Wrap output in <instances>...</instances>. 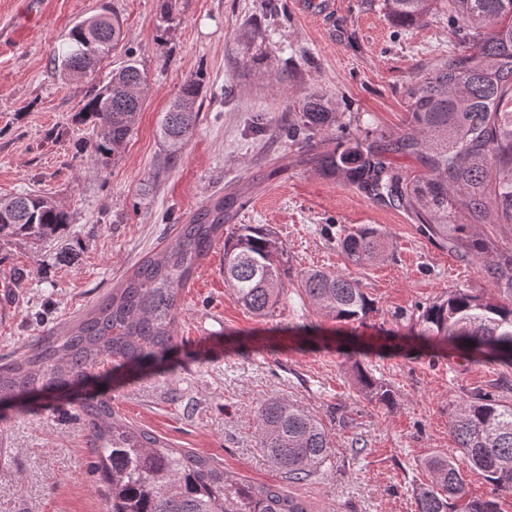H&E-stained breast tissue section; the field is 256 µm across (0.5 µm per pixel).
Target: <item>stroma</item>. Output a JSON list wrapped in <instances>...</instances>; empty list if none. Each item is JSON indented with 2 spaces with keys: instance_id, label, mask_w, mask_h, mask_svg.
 Wrapping results in <instances>:
<instances>
[{
  "instance_id": "obj_1",
  "label": "stroma",
  "mask_w": 512,
  "mask_h": 512,
  "mask_svg": "<svg viewBox=\"0 0 512 512\" xmlns=\"http://www.w3.org/2000/svg\"><path fill=\"white\" fill-rule=\"evenodd\" d=\"M329 19L299 0H0V197L34 193L69 213L61 242L13 238L0 248V363L31 352L97 306L146 256L170 241L214 194L237 192L239 224H267L288 250L289 280L270 316L254 317L224 282L216 242L180 293L174 369L112 392L132 425L223 466L230 477L286 486L312 512H415L413 488L434 453L453 456L450 412L467 395L500 394L512 369L453 352L373 356L375 377L395 403L361 391L333 349L298 348L285 327L316 323L327 336L407 332L412 317L459 288L494 295L479 265L419 230L414 214L367 198L303 161V148L275 132L316 92L338 121L331 135H395L407 127L402 88L447 55L448 17L396 25L383 0H335ZM108 8L123 39L96 75L70 80L50 55L80 20ZM135 56L147 78L138 123L105 169L90 161L96 130L84 106L93 88ZM203 78L196 129L177 158L159 136L163 113L193 74ZM376 224L390 235L383 261L350 265L325 226ZM318 268L357 279L373 303L363 324L318 314L298 288ZM24 270L17 281L15 270ZM270 397L320 419L331 452L312 475L287 484L257 448L254 411ZM81 419L40 401L0 411V512H104Z\"/></svg>"
}]
</instances>
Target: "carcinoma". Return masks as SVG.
Returning a JSON list of instances; mask_svg holds the SVG:
<instances>
[{
    "label": "carcinoma",
    "mask_w": 512,
    "mask_h": 512,
    "mask_svg": "<svg viewBox=\"0 0 512 512\" xmlns=\"http://www.w3.org/2000/svg\"><path fill=\"white\" fill-rule=\"evenodd\" d=\"M390 18L408 26L448 12V42L454 51L403 89L408 130L396 137L324 140L316 166L367 194L413 210L422 232L470 255L497 287L491 298L465 289L448 293L417 316L421 348L452 350L474 362L512 368V253L490 248L479 224H512V0H384ZM117 15L76 23L54 48V70L81 78L96 72L118 45ZM145 79L133 54L85 105L96 139L90 156L108 165L133 133ZM202 80L182 86L160 122V135L175 157L199 117ZM336 115L318 95L283 130L293 143L324 134ZM392 156L417 160L424 172L411 175ZM236 195L213 196L154 256L144 258L92 312L60 334L42 337L38 349L0 363V405L28 396L78 394L119 379L140 377L163 365L174 346L178 296L215 242L224 239V281L237 300L265 317L285 290L288 251L263 224L227 228ZM69 215L47 196L0 198V239L21 235L49 240ZM349 263L365 267L389 248L387 231L364 224L336 238ZM297 287L315 310L338 323H361L372 301L359 282L321 269L304 272ZM353 369L369 401L390 407L394 394L359 360ZM68 410L85 422L87 444L107 488L105 512H310L303 500L272 485L255 486L224 476V468L117 416L103 394L76 398ZM449 429L470 470L492 487L487 499L466 498L465 469L434 454L424 462L431 480L414 487L417 512H498L496 497L512 493V400L475 393L457 404ZM258 448L292 483L307 480L330 450L325 426L284 398L262 401L256 413Z\"/></svg>",
    "instance_id": "1"
}]
</instances>
